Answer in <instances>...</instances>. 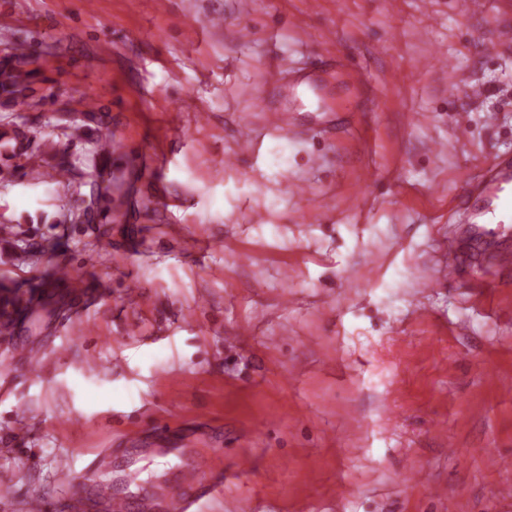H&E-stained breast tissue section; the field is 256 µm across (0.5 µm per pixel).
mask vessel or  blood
<instances>
[{
    "instance_id": "vessel-or-blood-1",
    "label": "vessel or blood",
    "mask_w": 512,
    "mask_h": 512,
    "mask_svg": "<svg viewBox=\"0 0 512 512\" xmlns=\"http://www.w3.org/2000/svg\"><path fill=\"white\" fill-rule=\"evenodd\" d=\"M469 213L474 219L490 216H512V158L504 157L471 178ZM56 479L59 485L70 487L71 492L63 502V512H87V502L81 489L72 485L73 470L60 465ZM224 483V473L209 458H200L184 475V490L167 503V512H190L193 493H210Z\"/></svg>"
}]
</instances>
